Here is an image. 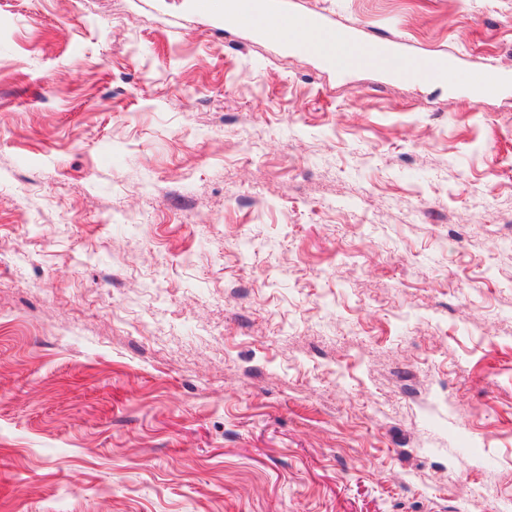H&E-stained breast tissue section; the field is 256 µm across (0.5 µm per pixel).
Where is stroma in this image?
<instances>
[{
  "label": "stroma",
  "mask_w": 512,
  "mask_h": 512,
  "mask_svg": "<svg viewBox=\"0 0 512 512\" xmlns=\"http://www.w3.org/2000/svg\"><path fill=\"white\" fill-rule=\"evenodd\" d=\"M272 3L502 87L0 0V512H512V0ZM460 84L475 102H480L489 94L498 91L500 88V77L496 71L486 69L463 77L460 80Z\"/></svg>",
  "instance_id": "stroma-1"
}]
</instances>
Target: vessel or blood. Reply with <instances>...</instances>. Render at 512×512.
Segmentation results:
<instances>
[{
  "label": "vessel or blood",
  "mask_w": 512,
  "mask_h": 512,
  "mask_svg": "<svg viewBox=\"0 0 512 512\" xmlns=\"http://www.w3.org/2000/svg\"><path fill=\"white\" fill-rule=\"evenodd\" d=\"M302 50L327 58L337 73L375 67L394 71L405 79L419 81H435L444 76L446 63L441 59H424L409 55H396L389 52L383 41H375L363 45L355 41L349 30L339 28L326 32L322 36H313L301 41ZM461 86L472 99L482 100L489 94L498 91L500 77L491 69L465 76Z\"/></svg>",
  "instance_id": "1"
}]
</instances>
